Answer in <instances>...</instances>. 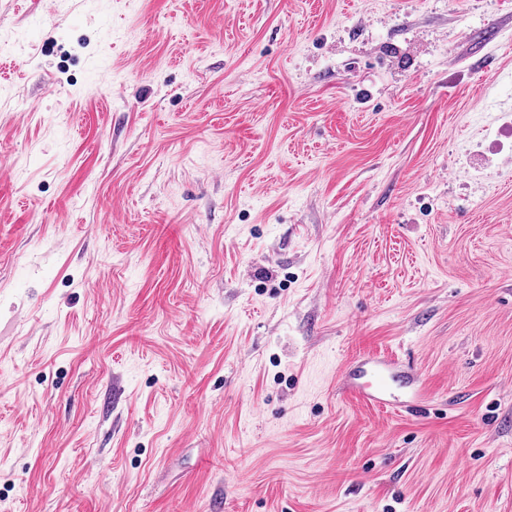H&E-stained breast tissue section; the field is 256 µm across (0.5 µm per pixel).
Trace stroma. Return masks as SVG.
Returning a JSON list of instances; mask_svg holds the SVG:
<instances>
[{"instance_id": "35a3bbf8", "label": "stroma", "mask_w": 512, "mask_h": 512, "mask_svg": "<svg viewBox=\"0 0 512 512\" xmlns=\"http://www.w3.org/2000/svg\"><path fill=\"white\" fill-rule=\"evenodd\" d=\"M0 160V512H512V0H0ZM342 385L380 408H404L416 411L425 407L428 398L412 372L397 370L392 359L383 357L358 361L342 374ZM400 393L404 399L397 400Z\"/></svg>"}]
</instances>
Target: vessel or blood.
<instances>
[{
	"instance_id": "obj_1",
	"label": "vessel or blood",
	"mask_w": 512,
	"mask_h": 512,
	"mask_svg": "<svg viewBox=\"0 0 512 512\" xmlns=\"http://www.w3.org/2000/svg\"><path fill=\"white\" fill-rule=\"evenodd\" d=\"M342 385L380 408L401 407L416 411L425 407L428 398L412 372L395 368L385 357L358 361L342 374Z\"/></svg>"
}]
</instances>
